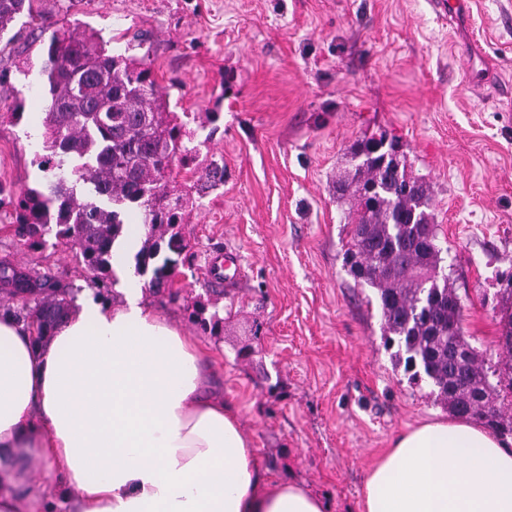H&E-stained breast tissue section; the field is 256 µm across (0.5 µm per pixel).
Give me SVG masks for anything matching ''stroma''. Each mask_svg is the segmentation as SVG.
<instances>
[{
    "mask_svg": "<svg viewBox=\"0 0 512 512\" xmlns=\"http://www.w3.org/2000/svg\"><path fill=\"white\" fill-rule=\"evenodd\" d=\"M48 25L100 30L115 53L145 42L180 112H216L199 129L202 162L224 183L187 209L194 254L160 312L210 352L218 394L271 472L303 484L328 512H361L370 468L396 435L447 417L429 384H410L384 345L375 291L343 267L348 240L336 177L363 138L401 144L425 178L469 342L498 362L499 273L512 271V0H474L469 29L432 0H35ZM474 41L492 69L465 79L453 42ZM46 41L22 30L0 52V183L39 186L35 153L49 103ZM28 74H21V66ZM22 119H15V112ZM0 209V258L86 287L62 246L31 251ZM243 277L225 287L210 266L225 250ZM220 290L224 332L192 323Z\"/></svg>",
    "mask_w": 512,
    "mask_h": 512,
    "instance_id": "35a3bbf8",
    "label": "stroma"
}]
</instances>
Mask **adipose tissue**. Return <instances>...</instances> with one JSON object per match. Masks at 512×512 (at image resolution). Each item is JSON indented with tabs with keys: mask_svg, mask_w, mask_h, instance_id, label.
<instances>
[{
	"mask_svg": "<svg viewBox=\"0 0 512 512\" xmlns=\"http://www.w3.org/2000/svg\"><path fill=\"white\" fill-rule=\"evenodd\" d=\"M143 235L112 248L119 302L84 297L46 345L0 312V512H327L270 475L194 336L146 300ZM361 512H512V444L466 419L400 433Z\"/></svg>",
	"mask_w": 512,
	"mask_h": 512,
	"instance_id": "obj_1",
	"label": "adipose tissue"
}]
</instances>
